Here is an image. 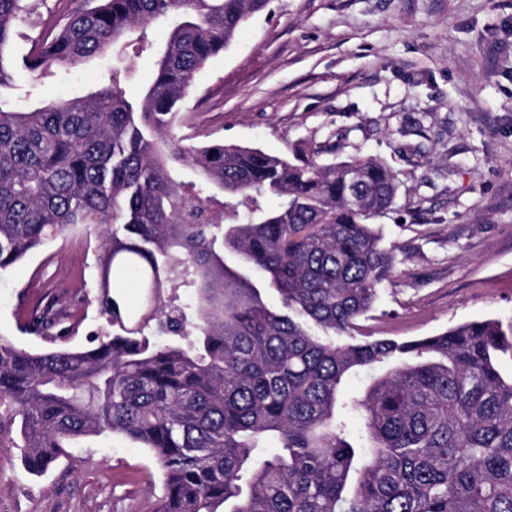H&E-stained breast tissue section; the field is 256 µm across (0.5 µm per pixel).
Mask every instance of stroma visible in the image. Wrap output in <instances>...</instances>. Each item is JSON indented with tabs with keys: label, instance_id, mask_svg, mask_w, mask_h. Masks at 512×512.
I'll return each mask as SVG.
<instances>
[{
	"label": "stroma",
	"instance_id": "stroma-1",
	"mask_svg": "<svg viewBox=\"0 0 512 512\" xmlns=\"http://www.w3.org/2000/svg\"><path fill=\"white\" fill-rule=\"evenodd\" d=\"M11 49L27 53L64 0H28ZM106 57L47 78L43 99L100 89ZM182 134L286 156L335 142L387 164L399 189L374 219L393 270L363 331L407 340L467 321H512V0H271L197 73ZM97 229L69 231L0 275V338L22 333L41 292L68 284L72 347L106 324L92 266ZM19 424L0 435V512H154L163 493L148 452L120 437L72 442L40 475Z\"/></svg>",
	"mask_w": 512,
	"mask_h": 512
}]
</instances>
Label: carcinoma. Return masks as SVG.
<instances>
[{
	"label": "carcinoma",
	"mask_w": 512,
	"mask_h": 512,
	"mask_svg": "<svg viewBox=\"0 0 512 512\" xmlns=\"http://www.w3.org/2000/svg\"><path fill=\"white\" fill-rule=\"evenodd\" d=\"M267 4L84 0L17 60L26 0H0V89L19 68L38 81L94 57L152 64L135 98L118 68L79 98L19 108L0 94V272L96 226L112 326L91 347L57 345L51 299L25 330L54 345L0 339V401L21 416L24 456L42 471L71 439L122 435L161 475L154 512H512V375L499 369L512 322L356 339L392 271L367 224L395 204L391 169L321 163L328 142L279 156L176 138L196 74ZM375 367L363 393L344 392Z\"/></svg>",
	"instance_id": "1"
}]
</instances>
